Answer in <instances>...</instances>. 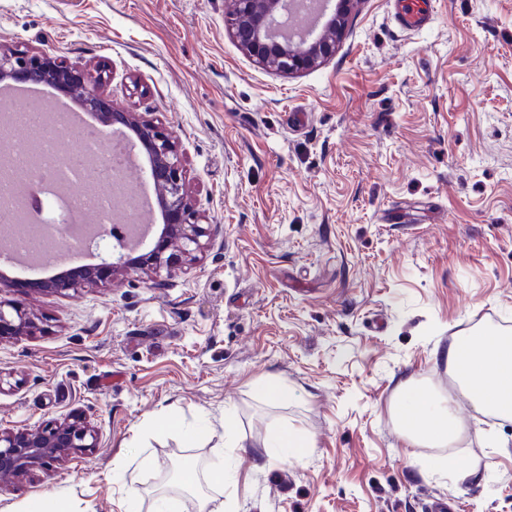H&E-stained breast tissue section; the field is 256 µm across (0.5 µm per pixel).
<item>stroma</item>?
I'll return each instance as SVG.
<instances>
[{"mask_svg": "<svg viewBox=\"0 0 512 512\" xmlns=\"http://www.w3.org/2000/svg\"><path fill=\"white\" fill-rule=\"evenodd\" d=\"M432 2L406 30L393 0H356L335 52L286 74L231 38V0H0V44L104 70V96L178 144L217 227L191 268L150 280L48 293L0 273L38 325L0 339V426L76 413L102 433L51 473L0 476V512H197L168 474L227 438L224 512H512V420L476 413L441 357L512 333V0ZM270 377L287 400L256 397ZM408 380L454 397L457 470L423 472L444 451L396 420ZM170 408L216 437L166 431ZM278 428L307 456L267 460Z\"/></svg>", "mask_w": 512, "mask_h": 512, "instance_id": "35a3bbf8", "label": "stroma"}]
</instances>
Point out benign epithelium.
Segmentation results:
<instances>
[{"label":"benign epithelium","instance_id":"1","mask_svg":"<svg viewBox=\"0 0 512 512\" xmlns=\"http://www.w3.org/2000/svg\"><path fill=\"white\" fill-rule=\"evenodd\" d=\"M282 2L234 0L231 34L256 64L291 74L331 56L336 34L344 28L355 0H314L322 5L319 16L326 18L325 33L312 29L298 40L289 36L295 30L292 18L297 13L283 9ZM70 74L64 62L47 55L0 48V79L60 85L81 97L88 109L101 113L106 123L118 125L136 138L150 160L149 178L160 194L164 224L149 250L135 256L129 244L114 245L100 263L41 281L38 290L62 292L101 283L129 269L151 278L163 270L172 273L192 266L203 248L201 238L211 235L212 225L199 223L178 161V145L160 127L142 121L138 113L118 110L106 101L99 91L102 77L93 80L85 73L82 81L70 84ZM35 330L33 316L21 304L0 301V338L30 336ZM100 440V430L81 415L33 427H0V472L14 477L36 470L48 472L61 461L97 447Z\"/></svg>","mask_w":512,"mask_h":512}]
</instances>
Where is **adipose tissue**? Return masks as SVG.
<instances>
[{
	"label": "adipose tissue",
	"instance_id": "adipose-tissue-1",
	"mask_svg": "<svg viewBox=\"0 0 512 512\" xmlns=\"http://www.w3.org/2000/svg\"><path fill=\"white\" fill-rule=\"evenodd\" d=\"M443 356L477 412L512 418V336L491 333L473 338L462 336L449 344ZM396 413L407 436L414 441L424 439L445 444L459 430L451 409L441 408L435 395L426 388L414 386L405 390ZM224 478L223 463L202 471L195 463L188 462L181 469L179 485L196 494L198 512H224L223 503L201 492L205 486L212 489L223 486Z\"/></svg>",
	"mask_w": 512,
	"mask_h": 512
}]
</instances>
